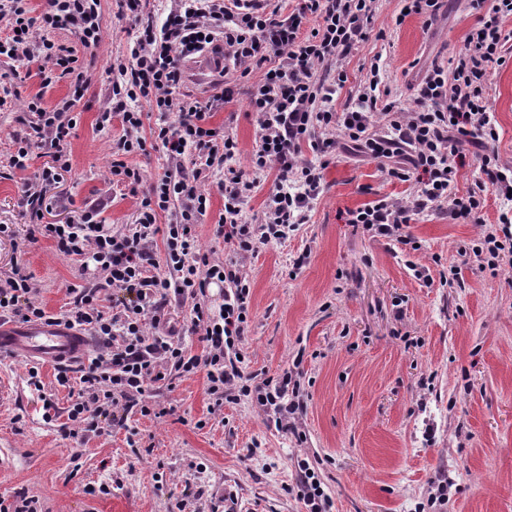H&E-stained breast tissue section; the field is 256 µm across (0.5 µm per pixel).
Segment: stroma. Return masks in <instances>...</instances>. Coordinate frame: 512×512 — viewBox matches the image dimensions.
I'll use <instances>...</instances> for the list:
<instances>
[{
	"instance_id": "obj_1",
	"label": "stroma",
	"mask_w": 512,
	"mask_h": 512,
	"mask_svg": "<svg viewBox=\"0 0 512 512\" xmlns=\"http://www.w3.org/2000/svg\"><path fill=\"white\" fill-rule=\"evenodd\" d=\"M96 46L67 30L52 38L75 47L93 80L77 104L71 169L49 189L46 221L62 223L85 205L104 202L112 230L135 224L140 195L108 182L120 121L97 119L109 105V67L123 56L134 25L114 0H100ZM400 0H382L376 35L343 62L349 80L336 101L351 102L373 57L402 108L415 106L416 83L433 60L455 58L475 22L470 0H444L432 24L401 17ZM212 123L238 141L241 168L255 147L247 81ZM498 138L492 150L512 167V63L488 73ZM0 167L22 126L28 101L53 107L69 80L43 86L37 64L0 61ZM48 155L0 179V224H23L22 185ZM221 173L205 180L210 209L199 244L221 261L232 250L214 238L224 208ZM324 188L307 224L261 247L243 263L251 283L249 327L241 346L252 372L278 378L296 370L299 408L290 430L267 422L250 400L210 413L204 373L158 384L150 401L161 418L133 412L126 427L70 434L69 387L57 366L39 367L43 392L26 385L27 361L0 356V497L37 501L39 512H210L231 492L238 512H304L296 497L298 462L307 459L329 497L327 512H512V254L497 273L472 249L482 226L459 224L443 210L417 215L406 232L418 250L374 237L345 213L382 197H409L413 185L389 180L378 160L347 149L323 172ZM302 267H294L297 257ZM20 263L35 298L50 312L68 309L84 278L78 262L53 241L0 239V274ZM58 414L43 417V396Z\"/></svg>"
}]
</instances>
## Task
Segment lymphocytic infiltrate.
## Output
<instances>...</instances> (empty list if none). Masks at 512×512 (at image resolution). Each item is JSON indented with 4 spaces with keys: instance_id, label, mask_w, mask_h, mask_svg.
Instances as JSON below:
<instances>
[{
    "instance_id": "obj_1",
    "label": "lymphocytic infiltrate",
    "mask_w": 512,
    "mask_h": 512,
    "mask_svg": "<svg viewBox=\"0 0 512 512\" xmlns=\"http://www.w3.org/2000/svg\"><path fill=\"white\" fill-rule=\"evenodd\" d=\"M97 0H46L34 14L30 0H0V19L10 31L0 38V58L37 61L45 84L71 77L74 90L54 107L33 97L24 117V135L13 140L8 166L25 170L35 150L48 149L50 163L39 171L40 189L25 191L26 237L52 240L59 252L80 261L87 271L75 291L70 309L61 317L71 326L90 330L101 340L99 352L80 370V387L67 418L75 432L102 431L119 424L129 409L149 415L154 407L145 395L164 380L161 365L185 374L204 373L214 409L247 397L265 411H273L275 427L288 426L296 412L289 389L291 371L277 380L261 379L249 371L240 346L248 329L250 283L241 263L260 247L288 239L307 223L314 200L323 190V171L340 144L383 160L385 174L401 182L416 181L420 190L408 201H373L347 211L354 228L410 245L406 224L420 212L447 207L453 220L482 221L486 193L512 194V169L490 151L498 133L487 89L491 66L512 60L508 43L512 31L503 29L512 17V0H472L476 21L466 34L462 52L448 64L432 63L417 86L416 108L405 112L390 101L383 87L379 61H371L366 79L343 111H336V95L348 81L343 60L368 41L378 0H295L290 13L280 6L256 10L244 0H171L163 23H156L145 0H117L120 14L132 17L136 35L125 58L112 65L110 108L98 117L107 127L120 117L122 136L115 144L110 174L113 182L139 186L138 169L126 156L145 152L148 141L160 144L169 158L193 156L192 172L175 168L154 181L144 194L136 224L128 232H112L102 224L103 207L92 204L63 224L44 221L46 186L69 171L67 147L77 128L74 108L87 91L86 75L77 67L72 47L45 37L48 29L77 30L83 45L99 39L102 18ZM221 42L224 57L243 74L259 71L249 87V105L255 115L256 147L248 168L237 164L235 137L213 127L214 111L233 101L238 88L218 82L217 91L201 101L180 94V62ZM145 102L157 112L151 137L142 130ZM385 127L377 129L376 116ZM481 148V182L465 195L449 189L466 164V146ZM311 149L314 158L301 157ZM224 173V210L213 234L233 242L234 254L217 262L199 245L196 226L206 216L210 197L202 184L213 170ZM271 180L259 221L248 220L244 207L264 180ZM171 214L169 224L158 225L159 213ZM163 238V257L153 251ZM165 264L168 273L156 272ZM224 289L220 307H212L211 286ZM122 292L120 312L107 314V291ZM28 275L13 267L0 281V316L17 322L49 318L33 300ZM194 299L191 330L206 344L205 354L188 350L173 336H150L146 324L164 325L169 295Z\"/></svg>"
}]
</instances>
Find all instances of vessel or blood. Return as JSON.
<instances>
[{
  "label": "vessel or blood",
  "instance_id": "obj_1",
  "mask_svg": "<svg viewBox=\"0 0 512 512\" xmlns=\"http://www.w3.org/2000/svg\"><path fill=\"white\" fill-rule=\"evenodd\" d=\"M90 336L69 325L34 321L17 323L0 319V355L44 364L83 362L92 352Z\"/></svg>",
  "mask_w": 512,
  "mask_h": 512
}]
</instances>
